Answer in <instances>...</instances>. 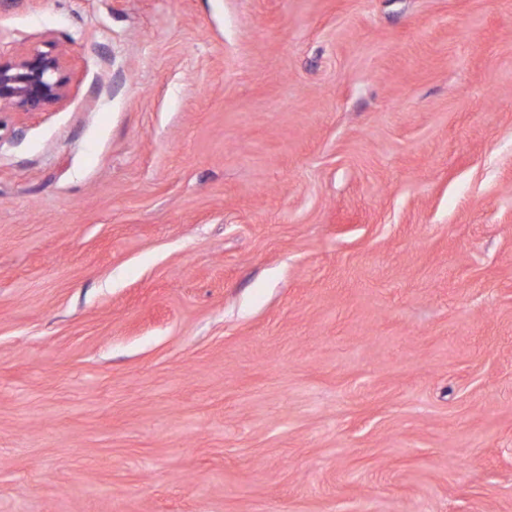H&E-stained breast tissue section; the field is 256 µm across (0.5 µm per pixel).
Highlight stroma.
<instances>
[{"mask_svg": "<svg viewBox=\"0 0 512 512\" xmlns=\"http://www.w3.org/2000/svg\"><path fill=\"white\" fill-rule=\"evenodd\" d=\"M0 512H512V0H0ZM65 50L56 43L33 47L9 58L0 56V112H43L69 92Z\"/></svg>", "mask_w": 512, "mask_h": 512, "instance_id": "1", "label": "stroma"}]
</instances>
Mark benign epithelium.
Returning <instances> with one entry per match:
<instances>
[{
	"mask_svg": "<svg viewBox=\"0 0 512 512\" xmlns=\"http://www.w3.org/2000/svg\"><path fill=\"white\" fill-rule=\"evenodd\" d=\"M64 61L65 50L55 43L0 57V112L33 114L62 102L69 92Z\"/></svg>",
	"mask_w": 512,
	"mask_h": 512,
	"instance_id": "obj_1",
	"label": "benign epithelium"
}]
</instances>
